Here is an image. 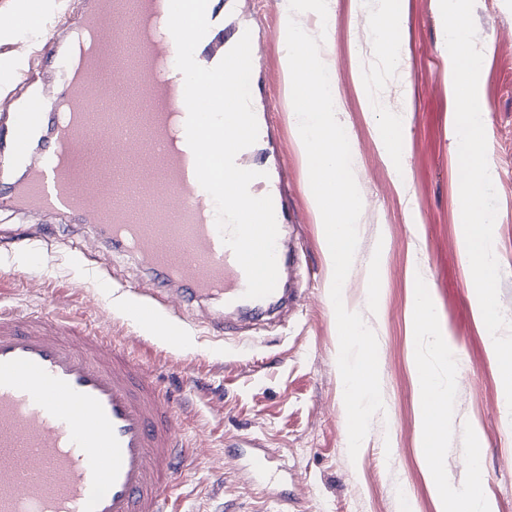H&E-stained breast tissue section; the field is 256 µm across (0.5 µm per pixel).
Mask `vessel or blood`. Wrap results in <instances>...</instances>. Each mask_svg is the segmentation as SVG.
Returning <instances> with one entry per match:
<instances>
[{"label":"vessel or blood","instance_id":"obj_1","mask_svg":"<svg viewBox=\"0 0 512 512\" xmlns=\"http://www.w3.org/2000/svg\"><path fill=\"white\" fill-rule=\"evenodd\" d=\"M168 17L169 0H86L67 26L45 22L43 51L63 61L68 92L32 96L0 151V179L16 161L24 175L0 210L74 218L104 232L113 252L146 260L147 322L171 286L229 307L244 304L247 287L196 178ZM206 17L195 58L211 68L224 25L212 2ZM185 422L111 327L0 308V512H172L170 490L196 448ZM234 455L256 482L273 468L257 439Z\"/></svg>","mask_w":512,"mask_h":512}]
</instances>
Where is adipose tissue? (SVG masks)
Wrapping results in <instances>:
<instances>
[{"mask_svg": "<svg viewBox=\"0 0 512 512\" xmlns=\"http://www.w3.org/2000/svg\"><path fill=\"white\" fill-rule=\"evenodd\" d=\"M416 374L422 405V445L426 449L424 457L430 461L440 453L441 440L445 434V407L449 389L434 374L429 373L424 365H417ZM467 455L475 474L466 492H455L447 481L440 478L434 482V492L445 512H489L481 492L483 478L477 472L480 456L472 448L468 449Z\"/></svg>", "mask_w": 512, "mask_h": 512, "instance_id": "obj_1", "label": "adipose tissue"}]
</instances>
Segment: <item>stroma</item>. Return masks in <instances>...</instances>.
<instances>
[{
	"mask_svg": "<svg viewBox=\"0 0 512 512\" xmlns=\"http://www.w3.org/2000/svg\"><path fill=\"white\" fill-rule=\"evenodd\" d=\"M225 28L250 33L252 107L260 129L256 163L265 167L288 226L285 250L297 265L298 297L280 320L225 332L210 325L224 309L212 299L180 309L187 339L169 349L137 316L141 289L152 277L138 259L117 255L103 280L93 257L71 250L74 224L40 213L0 212V306L23 313L73 309L99 317L110 311L124 344L151 366L174 401L193 408L187 435L199 448L180 473L182 512H442L434 478L421 452V405L415 366L426 363L450 389L442 440L443 476L468 488L465 461L480 441L482 493L491 512H512V423L503 419L498 361L477 306L462 253L460 166L455 136L452 61L439 0H399L394 52L381 42L359 50L361 19L376 20L378 0H327L326 19L297 21L324 35L320 56L331 69L339 99L336 117L351 149L363 201L359 242L343 286L348 310L374 331L384 410L376 414L357 458L348 454L347 418L331 271L323 226L314 209L306 164L294 132L282 40L284 0H220ZM476 41L483 54L478 98L494 164L498 211L493 229L501 268L499 299L512 305V0H475ZM42 30L29 31L1 54L16 57L26 80L0 86V114L11 117L34 94L53 96L63 85L56 63L39 48ZM398 111L403 124L395 175L376 136V115ZM31 236L19 251L15 231ZM376 303H367L370 288ZM429 289L436 325L454 353L442 357L430 337L412 325L418 289ZM254 437L275 464L287 467V485H257L225 456L229 439Z\"/></svg>",
	"mask_w": 512,
	"mask_h": 512,
	"instance_id": "1",
	"label": "stroma"
}]
</instances>
